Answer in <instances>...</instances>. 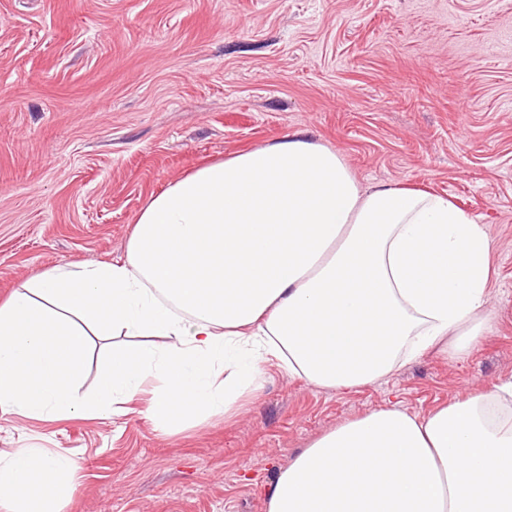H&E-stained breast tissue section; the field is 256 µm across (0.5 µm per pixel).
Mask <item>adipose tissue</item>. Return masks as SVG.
Here are the masks:
<instances>
[{
	"mask_svg": "<svg viewBox=\"0 0 512 512\" xmlns=\"http://www.w3.org/2000/svg\"><path fill=\"white\" fill-rule=\"evenodd\" d=\"M491 246L447 196L362 185L296 134L201 165L150 197L122 255L65 263L0 301V413L100 418L145 402L168 434L234 417L276 362L324 389L372 384L491 330ZM108 340L81 393L94 338ZM512 378L424 416L383 407L315 438L267 512H512ZM70 454H0V512H63Z\"/></svg>",
	"mask_w": 512,
	"mask_h": 512,
	"instance_id": "obj_1",
	"label": "adipose tissue"
}]
</instances>
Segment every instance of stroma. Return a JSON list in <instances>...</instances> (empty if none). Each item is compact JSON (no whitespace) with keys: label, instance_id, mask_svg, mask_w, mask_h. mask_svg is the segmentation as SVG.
Here are the masks:
<instances>
[{"label":"stroma","instance_id":"1","mask_svg":"<svg viewBox=\"0 0 512 512\" xmlns=\"http://www.w3.org/2000/svg\"><path fill=\"white\" fill-rule=\"evenodd\" d=\"M294 132L485 225L493 331L363 387L270 365L239 417L174 435L139 413L0 414L1 453L78 459L64 512H267L324 432L512 377V0H0V300L33 271L120 256L169 182Z\"/></svg>","mask_w":512,"mask_h":512}]
</instances>
